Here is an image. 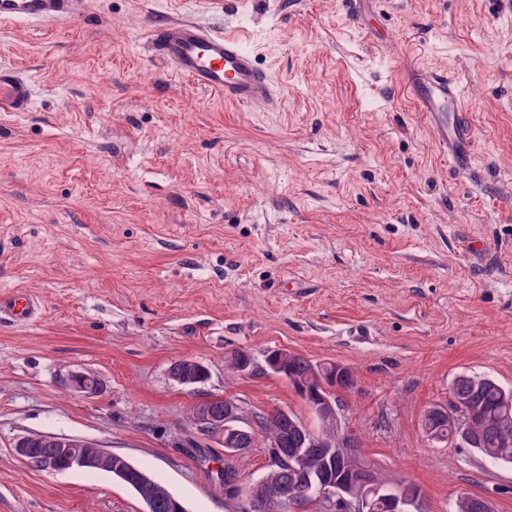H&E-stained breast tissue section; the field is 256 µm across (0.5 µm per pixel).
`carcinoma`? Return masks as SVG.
I'll list each match as a JSON object with an SVG mask.
<instances>
[{
  "instance_id": "1",
  "label": "carcinoma",
  "mask_w": 512,
  "mask_h": 512,
  "mask_svg": "<svg viewBox=\"0 0 512 512\" xmlns=\"http://www.w3.org/2000/svg\"><path fill=\"white\" fill-rule=\"evenodd\" d=\"M283 376L287 378L300 397L314 407L323 396L334 399L333 390L349 391L355 384V374L348 369L336 374L334 363H314L308 358L291 354L284 366ZM505 387L498 382L487 379L477 383L469 374H460L454 381L451 395L465 405V427L480 438L477 451L486 458L512 464V404L503 399ZM258 428L267 448H282L288 453L301 447V436L295 430V424L301 420L293 413L274 410L268 414L257 416ZM422 429L439 442H448V423L428 413L423 416ZM320 441L323 448L307 449L308 467L322 469L330 460L331 449L342 448L346 438L338 434L336 427L320 423ZM308 430L313 435L317 433ZM58 447L57 437L46 436L38 444L27 462L42 469V459L51 449ZM112 477L130 487L145 505L146 512H184V507L162 484L149 473L123 459L122 465L110 471ZM265 478L280 484L288 499L297 509L309 504L317 508V512H332L329 501L307 491L305 471L290 465L283 466L272 463Z\"/></svg>"
}]
</instances>
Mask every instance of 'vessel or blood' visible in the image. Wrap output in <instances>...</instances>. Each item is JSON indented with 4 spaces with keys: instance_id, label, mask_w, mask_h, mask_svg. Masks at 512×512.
Returning a JSON list of instances; mask_svg holds the SVG:
<instances>
[{
    "instance_id": "obj_1",
    "label": "vessel or blood",
    "mask_w": 512,
    "mask_h": 512,
    "mask_svg": "<svg viewBox=\"0 0 512 512\" xmlns=\"http://www.w3.org/2000/svg\"><path fill=\"white\" fill-rule=\"evenodd\" d=\"M82 0H0V21L56 22L73 17ZM158 55L194 86L223 94L243 106L273 104L278 92L255 54L234 34L214 31L189 20L161 21L149 31ZM410 90L429 123L437 145L456 169L468 168L474 137L462 107L463 89L444 76L417 78ZM34 85L17 66L0 60V112L30 111ZM37 313L32 297L15 294L0 299V315L24 321Z\"/></svg>"
}]
</instances>
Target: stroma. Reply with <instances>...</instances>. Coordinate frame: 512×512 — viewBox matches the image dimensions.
I'll use <instances>...</instances> for the list:
<instances>
[{
	"instance_id": "stroma-1",
	"label": "stroma",
	"mask_w": 512,
	"mask_h": 512,
	"mask_svg": "<svg viewBox=\"0 0 512 512\" xmlns=\"http://www.w3.org/2000/svg\"><path fill=\"white\" fill-rule=\"evenodd\" d=\"M232 29L277 86L276 107L225 102L154 53L155 18ZM0 58L36 85L0 113V512H144L102 472L50 474L28 435L97 443L186 512H228L214 474L261 478L263 445L228 456L191 420L209 398L243 426L317 421L268 351L353 368L342 429L419 512L463 495L512 512V465L427 440L421 419L467 373L512 387V12L501 0H85L51 24L0 23ZM465 92L472 164L450 168L408 79ZM480 248L479 255L466 249ZM251 374L231 373L234 351ZM208 371L185 387L169 365ZM72 371L96 374L85 394ZM7 313L14 320H29L37 314V305L30 296L15 294L8 299H0V317Z\"/></svg>"
}]
</instances>
